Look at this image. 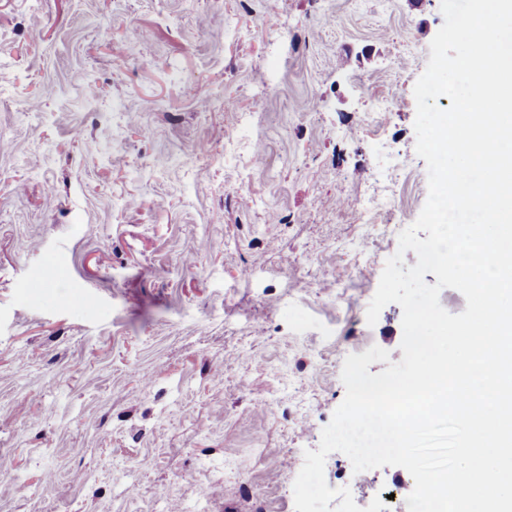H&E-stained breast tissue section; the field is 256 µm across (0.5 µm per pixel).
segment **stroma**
Instances as JSON below:
<instances>
[{
  "label": "stroma",
  "instance_id": "obj_1",
  "mask_svg": "<svg viewBox=\"0 0 512 512\" xmlns=\"http://www.w3.org/2000/svg\"><path fill=\"white\" fill-rule=\"evenodd\" d=\"M443 22L441 0H0V512H295L280 462L318 448L345 357L403 356L401 307L366 311L428 197L413 89ZM325 478L387 512L414 488L340 452Z\"/></svg>",
  "mask_w": 512,
  "mask_h": 512
}]
</instances>
